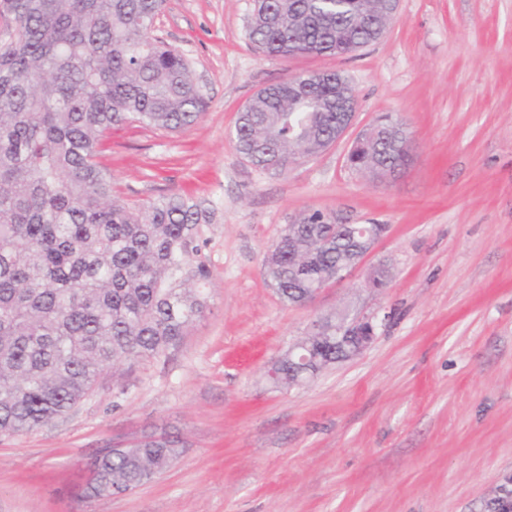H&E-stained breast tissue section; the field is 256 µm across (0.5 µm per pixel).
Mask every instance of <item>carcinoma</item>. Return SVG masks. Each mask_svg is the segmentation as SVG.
<instances>
[{"instance_id":"obj_1","label":"carcinoma","mask_w":512,"mask_h":512,"mask_svg":"<svg viewBox=\"0 0 512 512\" xmlns=\"http://www.w3.org/2000/svg\"><path fill=\"white\" fill-rule=\"evenodd\" d=\"M165 0H0L13 28L0 44V433L71 411L103 370L157 358L202 318L194 260L205 201L162 196L129 205L99 162L126 126L177 132L209 107L186 54L152 36ZM387 0H254L247 35L266 57H341L385 32ZM336 75L300 71L259 91L236 118L241 157L281 174L336 138ZM379 140L352 166L406 169ZM368 224L319 210L287 225L264 257L280 298L302 303L362 248ZM142 440L96 458L87 497L135 490L180 455Z\"/></svg>"}]
</instances>
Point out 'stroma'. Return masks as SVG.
Returning <instances> with one entry per match:
<instances>
[{
    "label": "stroma",
    "mask_w": 512,
    "mask_h": 512,
    "mask_svg": "<svg viewBox=\"0 0 512 512\" xmlns=\"http://www.w3.org/2000/svg\"><path fill=\"white\" fill-rule=\"evenodd\" d=\"M253 0H166L153 33L184 51L209 101L177 133L130 127L102 161L127 202L208 200L198 260L208 309L166 355L105 372L71 412L0 436V512H488L512 486V0H400L375 44L268 58ZM300 70H338L390 114L412 162L379 183L341 142L287 173L237 153L238 111ZM319 210L388 230L341 283L283 302L263 256ZM385 267L389 284L363 282ZM376 317L374 341L300 386L268 373L314 320ZM181 456L136 490L84 498L95 453L148 436Z\"/></svg>",
    "instance_id": "stroma-1"
}]
</instances>
